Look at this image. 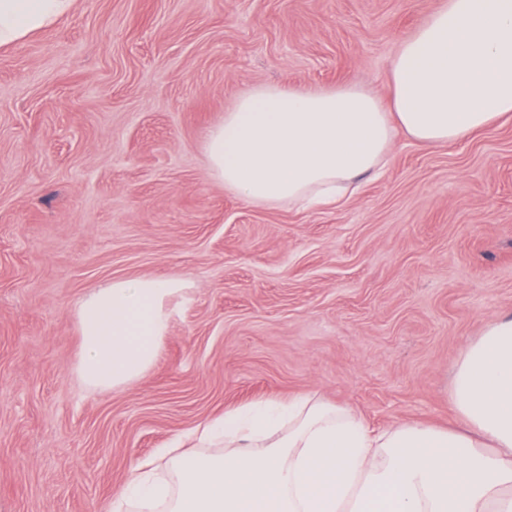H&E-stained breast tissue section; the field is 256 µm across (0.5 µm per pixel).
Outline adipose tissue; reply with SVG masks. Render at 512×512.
<instances>
[{"instance_id":"obj_1","label":"adipose tissue","mask_w":512,"mask_h":512,"mask_svg":"<svg viewBox=\"0 0 512 512\" xmlns=\"http://www.w3.org/2000/svg\"><path fill=\"white\" fill-rule=\"evenodd\" d=\"M74 0H0V48ZM389 105L364 89L259 85L212 127V176L258 206L339 204L386 167L396 131L436 147L512 118V0H443L398 42ZM176 276L115 279L83 298L78 378L127 387L156 363ZM457 428L367 426L311 395L254 403L204 426L208 452L166 449L175 481L137 463L112 512H512V313L487 321L449 386Z\"/></svg>"}]
</instances>
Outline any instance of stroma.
<instances>
[{"instance_id": "obj_1", "label": "stroma", "mask_w": 512, "mask_h": 512, "mask_svg": "<svg viewBox=\"0 0 512 512\" xmlns=\"http://www.w3.org/2000/svg\"><path fill=\"white\" fill-rule=\"evenodd\" d=\"M441 0H75L0 48V512H112L130 466L225 411L311 394L370 427L456 425L466 343L512 311V120L397 136L343 206L260 207L202 150L246 89L389 101L399 39ZM178 276L154 367L76 375V307Z\"/></svg>"}]
</instances>
